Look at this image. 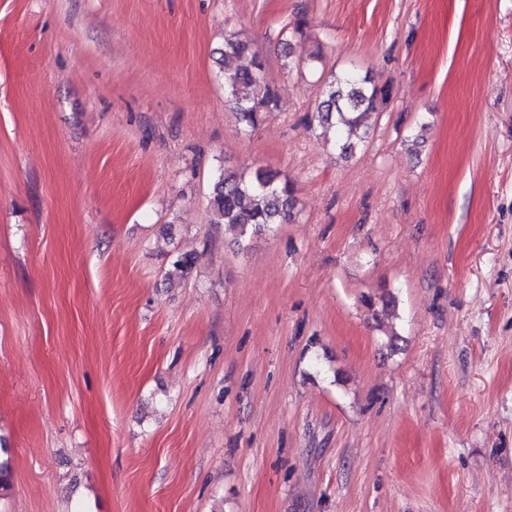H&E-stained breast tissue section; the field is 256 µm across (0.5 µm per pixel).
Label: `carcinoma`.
Instances as JSON below:
<instances>
[{
  "instance_id": "carcinoma-1",
  "label": "carcinoma",
  "mask_w": 512,
  "mask_h": 512,
  "mask_svg": "<svg viewBox=\"0 0 512 512\" xmlns=\"http://www.w3.org/2000/svg\"><path fill=\"white\" fill-rule=\"evenodd\" d=\"M224 63L236 62L224 71L226 103L238 123L253 132L267 114L276 110L278 97L264 79V63L251 44L232 35L224 39ZM389 85H376L367 76L345 73L335 76L322 89L316 109L306 114V129L334 135L340 157L350 159L362 145L368 132V121L391 99ZM214 223L236 229L243 238L261 234L275 224L295 220L297 199L291 181L256 169L244 173L222 171L214 180L210 198ZM194 258L188 253L176 256L168 269L170 280H183L190 273ZM368 316L379 323L396 315V297L390 292L362 297Z\"/></svg>"
}]
</instances>
